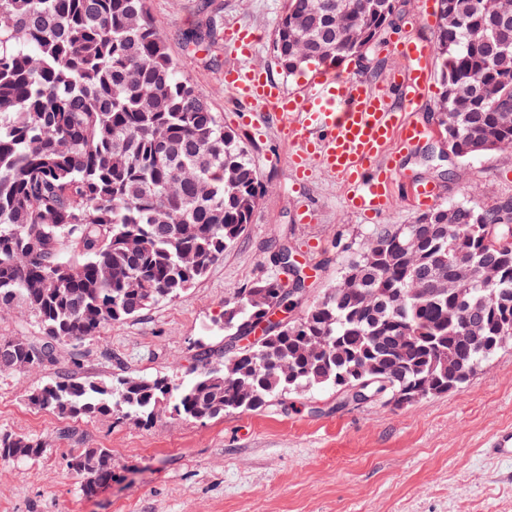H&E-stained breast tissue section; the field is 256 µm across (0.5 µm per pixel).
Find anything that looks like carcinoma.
<instances>
[{
    "mask_svg": "<svg viewBox=\"0 0 512 512\" xmlns=\"http://www.w3.org/2000/svg\"><path fill=\"white\" fill-rule=\"evenodd\" d=\"M401 0H287L273 54L293 75L312 62L363 58L402 13ZM487 0H436L434 102L448 151L512 148V0L492 17ZM264 192L249 150L224 128L168 52L147 0H0V310L20 303L42 336L0 338L27 371L159 300L182 297L247 230ZM376 238L397 254L362 252L342 281L302 316L241 353L232 367L207 368L187 384L58 373L27 395L63 418L120 413L148 423L171 409L184 420L257 410L298 390L378 377L401 405L457 390L512 344V247L501 236L512 204L456 203ZM463 226L456 241L422 224ZM81 254L70 261L63 254ZM498 261L500 275L452 293L457 254ZM278 278L239 288L224 301V338L240 336L285 302ZM483 310L475 332L467 309ZM42 439L0 434L1 461L41 458ZM69 468L91 496L114 477L108 448H78Z\"/></svg>",
    "mask_w": 512,
    "mask_h": 512,
    "instance_id": "carcinoma-1",
    "label": "carcinoma"
}]
</instances>
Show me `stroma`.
Here are the masks:
<instances>
[{
    "mask_svg": "<svg viewBox=\"0 0 512 512\" xmlns=\"http://www.w3.org/2000/svg\"><path fill=\"white\" fill-rule=\"evenodd\" d=\"M287 0H149L155 25L185 75L224 125L247 145L265 191L245 234L187 294L140 316L106 325L87 342L85 375L165 376L188 382L200 370L201 349L219 362L224 350V300L233 289L279 273L275 255L288 245L306 271L305 304L323 299L377 231L413 223L421 210L412 184L431 181L440 205L512 199V149L445 158L432 101L413 120L429 137L404 150L387 212L368 220L343 204L341 186L323 170L296 186L275 131L257 135L238 124L244 106L224 86L236 58L224 41L227 26L249 27L261 40L253 65L287 90L317 69L288 76L272 51ZM213 26L214 36L189 46L185 36ZM314 207L317 221L297 211ZM72 347L56 367L0 372V433L47 440L35 461H0V512H512V461L489 457L488 437L512 429V345L495 353L457 391L408 407L388 403L340 405L335 389L292 393L270 406L185 421L170 412L151 423L117 416L62 418L33 407L28 392L71 370ZM77 448H107L116 474L94 496L68 467Z\"/></svg>",
    "mask_w": 512,
    "mask_h": 512,
    "instance_id": "35a3bbf8",
    "label": "stroma"
}]
</instances>
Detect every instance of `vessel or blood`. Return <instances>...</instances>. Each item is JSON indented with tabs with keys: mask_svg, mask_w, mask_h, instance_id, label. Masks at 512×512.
<instances>
[{
	"mask_svg": "<svg viewBox=\"0 0 512 512\" xmlns=\"http://www.w3.org/2000/svg\"><path fill=\"white\" fill-rule=\"evenodd\" d=\"M259 39L256 31L227 28L225 41L241 62L225 68V87L275 119L295 179L321 168L341 183L346 208L369 218L383 215L401 167L399 145L418 144L430 134L410 118L430 89V44L394 42L391 50L404 67L382 86L325 66L290 92L250 65ZM486 448L492 456L512 459V432L494 433Z\"/></svg>",
	"mask_w": 512,
	"mask_h": 512,
	"instance_id": "obj_1",
	"label": "vessel or blood"
}]
</instances>
